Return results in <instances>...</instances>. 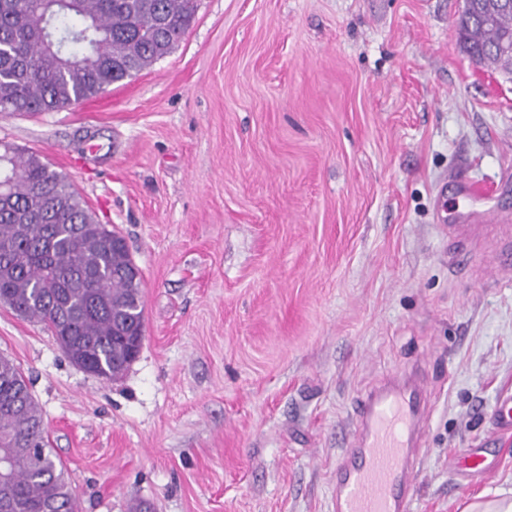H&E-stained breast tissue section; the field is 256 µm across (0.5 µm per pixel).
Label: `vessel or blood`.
Instances as JSON below:
<instances>
[{
    "label": "vessel or blood",
    "instance_id": "obj_1",
    "mask_svg": "<svg viewBox=\"0 0 512 512\" xmlns=\"http://www.w3.org/2000/svg\"><path fill=\"white\" fill-rule=\"evenodd\" d=\"M427 418L426 398L416 384L395 380L356 407L353 442L332 472L331 512H412L420 470L416 443ZM462 473H482L484 449L456 458Z\"/></svg>",
    "mask_w": 512,
    "mask_h": 512
}]
</instances>
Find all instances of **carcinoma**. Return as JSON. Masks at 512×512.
Returning <instances> with one entry per match:
<instances>
[{
  "label": "carcinoma",
  "mask_w": 512,
  "mask_h": 512,
  "mask_svg": "<svg viewBox=\"0 0 512 512\" xmlns=\"http://www.w3.org/2000/svg\"><path fill=\"white\" fill-rule=\"evenodd\" d=\"M465 0L459 34L470 57L509 72L494 47L512 36V6L486 23ZM194 16V0H0V111L50 112L79 104L166 56ZM50 21L72 37L62 55L42 38ZM0 188V302L45 324L77 367L106 380L133 362L143 330L141 282L124 275L129 251L112 247L62 174L10 148ZM0 512H76L62 462L23 371L0 356Z\"/></svg>",
  "instance_id": "obj_1"
}]
</instances>
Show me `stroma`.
Returning a JSON list of instances; mask_svg holds the SVG:
<instances>
[{"mask_svg": "<svg viewBox=\"0 0 512 512\" xmlns=\"http://www.w3.org/2000/svg\"><path fill=\"white\" fill-rule=\"evenodd\" d=\"M463 0H197L174 49L53 112H0L141 272L144 340L115 380L0 305L79 512H331L356 400L418 373L413 512L512 496V80L475 63ZM491 186L465 202L459 183ZM466 448L487 474L453 471Z\"/></svg>", "mask_w": 512, "mask_h": 512, "instance_id": "35a3bbf8", "label": "stroma"}]
</instances>
